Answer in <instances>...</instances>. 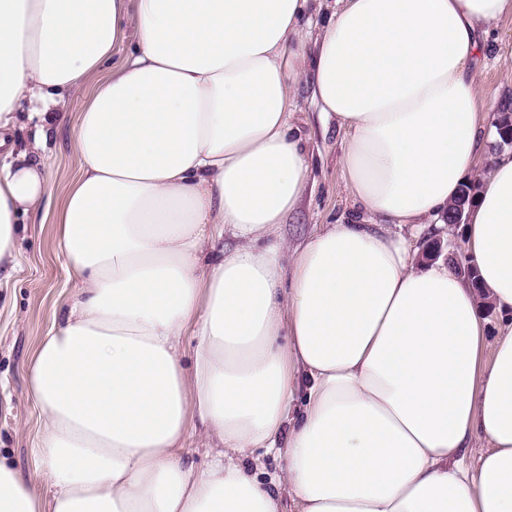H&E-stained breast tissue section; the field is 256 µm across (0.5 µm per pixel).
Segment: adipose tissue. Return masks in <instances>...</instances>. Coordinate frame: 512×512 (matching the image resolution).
<instances>
[{
	"mask_svg": "<svg viewBox=\"0 0 512 512\" xmlns=\"http://www.w3.org/2000/svg\"><path fill=\"white\" fill-rule=\"evenodd\" d=\"M316 8L0 0V271L52 195L44 137L15 151L20 109L88 96L57 221L75 287L28 372L38 467L0 457V512H512V150L467 211L477 281L417 266L397 232L443 223L474 165L480 35L512 0H334L311 40ZM304 80L346 132L356 210L291 250ZM196 424L202 471L182 455ZM257 448L285 461L271 482Z\"/></svg>",
	"mask_w": 512,
	"mask_h": 512,
	"instance_id": "adipose-tissue-1",
	"label": "adipose tissue"
}]
</instances>
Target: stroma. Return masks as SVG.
I'll list each match as a JSON object with an SVG mask.
<instances>
[{
  "instance_id": "stroma-1",
  "label": "stroma",
  "mask_w": 512,
  "mask_h": 512,
  "mask_svg": "<svg viewBox=\"0 0 512 512\" xmlns=\"http://www.w3.org/2000/svg\"><path fill=\"white\" fill-rule=\"evenodd\" d=\"M488 38L491 49L474 74L482 106L494 115L512 113V16L492 26ZM293 101L294 122L313 156L301 210L281 231L295 248L323 224L351 213L353 199L343 188L344 130L335 120L321 117L307 85L295 88ZM83 103L80 97L69 99L64 111L46 124L42 158L54 193L38 214L23 218L15 269L0 280V456L26 475L34 469L30 448L39 425L38 411L28 396L29 364L52 326L55 310L73 288L57 256L56 216L79 170L73 135Z\"/></svg>"
}]
</instances>
